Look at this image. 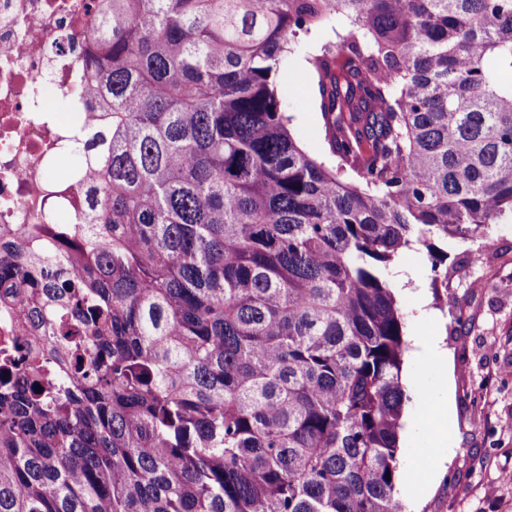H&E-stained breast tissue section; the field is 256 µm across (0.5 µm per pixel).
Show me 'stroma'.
Returning <instances> with one entry per match:
<instances>
[{"label":"stroma","mask_w":512,"mask_h":512,"mask_svg":"<svg viewBox=\"0 0 512 512\" xmlns=\"http://www.w3.org/2000/svg\"><path fill=\"white\" fill-rule=\"evenodd\" d=\"M278 84L290 130L321 159L328 146L315 78L304 54L290 55ZM448 287L431 284L426 250L406 251L397 268L405 334L442 337L448 372L413 354L402 380L410 396L400 433L399 488L405 512H512V223L477 240L448 243ZM451 293L455 307L444 304ZM449 399L448 435L437 439L432 404Z\"/></svg>","instance_id":"1"}]
</instances>
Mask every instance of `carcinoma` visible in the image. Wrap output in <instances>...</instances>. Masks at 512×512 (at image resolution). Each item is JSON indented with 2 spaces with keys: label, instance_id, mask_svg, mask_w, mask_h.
<instances>
[{
  "label": "carcinoma",
  "instance_id": "cac0c4a2",
  "mask_svg": "<svg viewBox=\"0 0 512 512\" xmlns=\"http://www.w3.org/2000/svg\"><path fill=\"white\" fill-rule=\"evenodd\" d=\"M327 164L277 75L316 29ZM85 224L0 246V512H398L390 272L512 218V0H103ZM56 346L53 362L44 351Z\"/></svg>",
  "mask_w": 512,
  "mask_h": 512
}]
</instances>
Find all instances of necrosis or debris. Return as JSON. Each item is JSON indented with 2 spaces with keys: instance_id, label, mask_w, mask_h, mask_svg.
Returning a JSON list of instances; mask_svg holds the SVG:
<instances>
[{
  "instance_id": "obj_1",
  "label": "necrosis or debris",
  "mask_w": 512,
  "mask_h": 512,
  "mask_svg": "<svg viewBox=\"0 0 512 512\" xmlns=\"http://www.w3.org/2000/svg\"><path fill=\"white\" fill-rule=\"evenodd\" d=\"M101 0H0V241L26 225L84 223L102 168L107 118L76 86L94 80L89 35ZM65 156L71 172L56 176Z\"/></svg>"
}]
</instances>
